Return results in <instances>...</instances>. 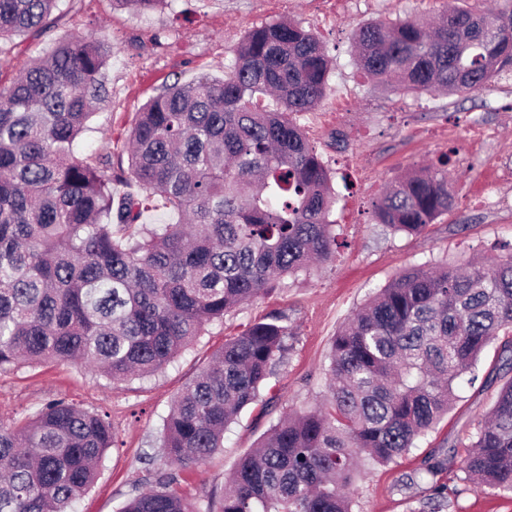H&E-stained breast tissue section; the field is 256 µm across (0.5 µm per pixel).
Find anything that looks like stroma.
Instances as JSON below:
<instances>
[{
  "instance_id": "obj_1",
  "label": "stroma",
  "mask_w": 512,
  "mask_h": 512,
  "mask_svg": "<svg viewBox=\"0 0 512 512\" xmlns=\"http://www.w3.org/2000/svg\"><path fill=\"white\" fill-rule=\"evenodd\" d=\"M478 8L495 0H171L135 14L113 0H61V18L39 39L0 45V79L9 80L58 39L96 34L112 44L109 96L96 106L77 141L78 157L111 153L126 161L124 139L142 106L173 82L223 77L232 52L252 29L279 20L300 23L330 60L328 89L312 111L297 115L306 138L333 175L330 215L338 247L310 273L283 278L269 295L248 301L205 326L201 336L150 377L113 381L70 362L25 364L0 372V425L34 417L48 401L65 399L108 414L116 445L103 455L91 489L76 512H121L139 491L172 471L163 456V426L177 393L226 339L273 313L287 315L293 336L262 400L245 408L224 432V446L202 465L176 471L188 497L220 502L238 460L284 413L313 408L325 393L331 342L366 300L405 270L448 259L493 263L512 252V178L495 158L512 159V75L470 94L413 93L369 79L355 64L353 36L362 25L434 19L459 2ZM491 140L472 142L468 125ZM451 153L453 207L425 232H396L379 224L373 204L395 181ZM499 343L480 356L474 373L454 385L456 399L415 448L388 465H370L357 483L353 512H431L433 486L448 487L441 512H512V493L476 487L463 472L497 391L512 373L501 369ZM448 468L414 481L425 457Z\"/></svg>"
}]
</instances>
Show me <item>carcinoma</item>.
<instances>
[{"label": "carcinoma", "instance_id": "cac0c4a2", "mask_svg": "<svg viewBox=\"0 0 512 512\" xmlns=\"http://www.w3.org/2000/svg\"><path fill=\"white\" fill-rule=\"evenodd\" d=\"M59 0H0V40L37 38ZM136 12L167 0H113ZM357 66L411 92L472 93L512 71V0L450 9L434 23L370 22L355 34ZM222 78L177 82L150 99L128 144L75 155L93 104L108 93L112 45L55 42L0 85V370L80 362L113 381L154 374L206 324L335 253L330 177L295 116L326 93L330 60L291 21L249 31ZM275 96L270 110L263 96ZM445 154L399 179L374 204L398 232L419 233L454 195ZM145 192L115 198L113 185ZM183 218L141 223L151 199ZM512 370V253L493 265L408 270L333 338L322 406L286 415L228 478L217 511L185 497L174 476L121 512H352L357 454L388 465L416 447L500 335ZM292 336L278 313L224 343L175 397L163 448L181 469L223 447L224 430L255 403ZM115 446L108 417L52 400L22 425L0 426V512H70ZM472 483L512 492V379L471 444Z\"/></svg>", "mask_w": 512, "mask_h": 512}]
</instances>
